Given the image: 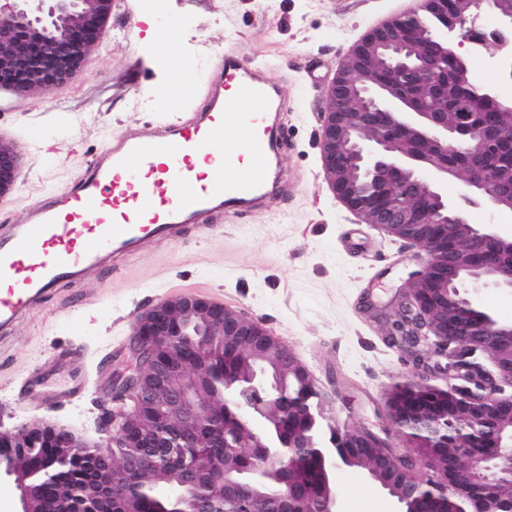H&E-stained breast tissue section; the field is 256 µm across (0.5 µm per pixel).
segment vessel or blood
I'll use <instances>...</instances> for the list:
<instances>
[{
  "label": "vessel or blood",
  "mask_w": 512,
  "mask_h": 512,
  "mask_svg": "<svg viewBox=\"0 0 512 512\" xmlns=\"http://www.w3.org/2000/svg\"><path fill=\"white\" fill-rule=\"evenodd\" d=\"M201 77L204 107L127 127L70 187L38 198L21 223H0V343L49 299L68 307L70 287L146 245L222 231L255 210H279L299 189L298 172L282 168L288 99L269 68L227 53ZM56 361L70 381L62 394L39 395L46 407L88 389L76 350Z\"/></svg>",
  "instance_id": "vessel-or-blood-1"
}]
</instances>
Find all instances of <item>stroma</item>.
<instances>
[{
    "label": "stroma",
    "mask_w": 512,
    "mask_h": 512,
    "mask_svg": "<svg viewBox=\"0 0 512 512\" xmlns=\"http://www.w3.org/2000/svg\"><path fill=\"white\" fill-rule=\"evenodd\" d=\"M410 8L409 0H114L109 32L80 70L45 93L0 94V127L20 158L14 191L0 197L5 223L21 222L41 194L68 188L91 155L126 126L202 103V84L176 78L174 61L194 73L229 51L243 49L263 61L289 93V162L303 174L301 190L283 210L254 213L220 234L146 249L120 273L76 288L81 304L34 314L15 349L0 355V427L45 422L88 445L101 444V406L113 373L128 358L133 322L147 306L188 294L258 321L328 391L339 424L388 432L395 451L407 452L389 429L385 396L411 366L385 342L384 324L363 301L386 302L420 250L361 223L335 197L317 138L326 88L351 47ZM151 28L172 41V56L156 52ZM452 44L486 61L475 74L480 83L500 94L512 86L491 64L504 54L499 43L477 47L457 35ZM175 80L177 95L157 104L158 90ZM352 228L359 231L356 253L337 250V239ZM64 347L84 353L86 395L47 409L35 397L15 398L40 367L46 370L42 391L64 388L67 373L50 365ZM336 491L338 512H376L389 502L364 472L344 466L336 471Z\"/></svg>",
    "instance_id": "1"
}]
</instances>
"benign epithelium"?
Returning a JSON list of instances; mask_svg holds the SVG:
<instances>
[{"instance_id": "benign-epithelium-1", "label": "benign epithelium", "mask_w": 512, "mask_h": 512, "mask_svg": "<svg viewBox=\"0 0 512 512\" xmlns=\"http://www.w3.org/2000/svg\"><path fill=\"white\" fill-rule=\"evenodd\" d=\"M113 0H0V88L18 93L46 92L79 70L104 38ZM494 14L503 32L512 33V0H419L417 10L394 16L370 29L350 50L335 80L327 87V104L319 134L325 180L364 224L422 250L418 263L400 288L383 320L388 342L411 353L413 372L390 387L387 418L408 442L429 443L442 421L453 416L473 442L489 444L488 453L456 449L448 462L432 451L405 457L397 470L381 458L365 471L396 503V512H425L436 501L439 512H512V500L500 488L512 483V322L500 321L480 305L479 288L512 289V233L495 224H472L463 208L448 199V179L462 180L470 204L512 209V168L469 160L491 153L512 155V137L475 119L491 105L512 120V100L476 84L463 106L448 114L433 111L425 100L448 99L453 84L471 77L469 62L448 49L449 35L466 28L483 13ZM451 56L450 73L440 76L431 60ZM19 156L0 142V197L15 187ZM198 336L235 342L253 368L242 399L239 425L253 429L263 418V404L249 395H286L285 374L295 356L257 321L194 295H174L147 307L136 319L130 358L113 377L112 393L136 406L161 404L156 424L172 430L183 443L215 445L226 434L229 416L216 418L208 406L183 385L167 387L158 398L164 371L147 372L155 350L173 335V316ZM45 428L26 424L0 430V480L13 479L19 490L18 512H39L40 490L22 476L15 454ZM60 453L74 459L87 445L78 435L58 431ZM131 448L149 461V449L166 448L153 432H131L128 415L112 416L109 444L97 448L100 479L112 482V447ZM309 447L304 433L283 441L264 433L251 446L253 467L239 478V489L224 512H255L266 500H298V512H336L334 478L339 459L330 456L319 471V490L312 499L297 497L293 484L275 479L278 471L297 466ZM468 461L481 475L457 479V463ZM436 474L433 483L416 485L417 468ZM195 472H187L176 494L190 512H212L214 495Z\"/></svg>"}]
</instances>
